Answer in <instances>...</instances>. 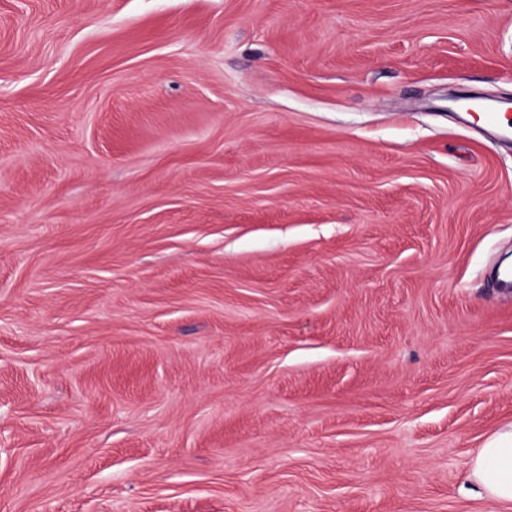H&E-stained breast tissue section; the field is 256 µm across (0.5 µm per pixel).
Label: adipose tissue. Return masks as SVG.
Here are the masks:
<instances>
[{
	"instance_id": "obj_1",
	"label": "adipose tissue",
	"mask_w": 512,
	"mask_h": 512,
	"mask_svg": "<svg viewBox=\"0 0 512 512\" xmlns=\"http://www.w3.org/2000/svg\"><path fill=\"white\" fill-rule=\"evenodd\" d=\"M468 479L482 499L512 512V427L495 433L473 453Z\"/></svg>"
}]
</instances>
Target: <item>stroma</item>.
<instances>
[{
    "mask_svg": "<svg viewBox=\"0 0 512 512\" xmlns=\"http://www.w3.org/2000/svg\"><path fill=\"white\" fill-rule=\"evenodd\" d=\"M512 0H0V512H491Z\"/></svg>",
    "mask_w": 512,
    "mask_h": 512,
    "instance_id": "35a3bbf8",
    "label": "stroma"
}]
</instances>
